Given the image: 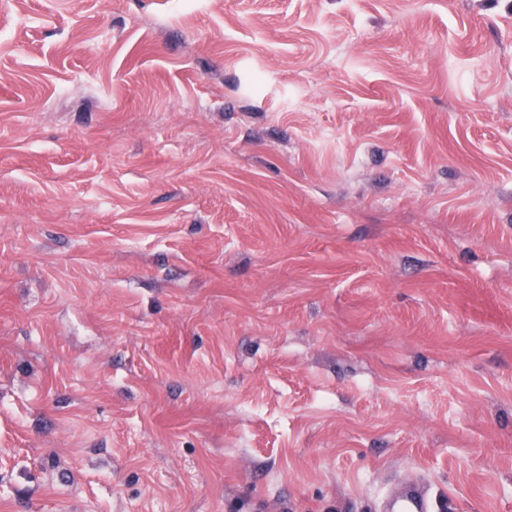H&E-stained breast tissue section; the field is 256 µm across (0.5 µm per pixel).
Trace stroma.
I'll return each instance as SVG.
<instances>
[{
    "label": "stroma",
    "mask_w": 512,
    "mask_h": 512,
    "mask_svg": "<svg viewBox=\"0 0 512 512\" xmlns=\"http://www.w3.org/2000/svg\"><path fill=\"white\" fill-rule=\"evenodd\" d=\"M512 512V0H0V512ZM395 512H430L428 500L415 488L407 489L396 502Z\"/></svg>",
    "instance_id": "obj_1"
}]
</instances>
